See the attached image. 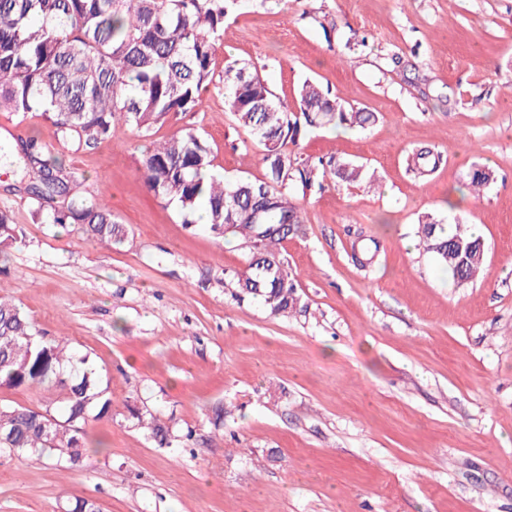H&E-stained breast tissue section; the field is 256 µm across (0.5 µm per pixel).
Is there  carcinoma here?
<instances>
[{
    "label": "carcinoma",
    "instance_id": "obj_1",
    "mask_svg": "<svg viewBox=\"0 0 512 512\" xmlns=\"http://www.w3.org/2000/svg\"><path fill=\"white\" fill-rule=\"evenodd\" d=\"M240 0H0V109L39 112L58 139L92 148L116 133L121 118L137 130L180 113L195 112L213 82L212 60L224 37L226 18ZM228 111L263 148L262 181L226 182L209 174L210 150L190 129L153 146L143 155L147 187L178 205L182 223L200 213L215 235L232 237L251 254L249 273L238 279L240 294L261 298L275 315L300 307L294 274L278 245L304 223L290 190L363 180L362 165L348 159L304 158L294 147L312 129L361 128L376 121L331 97L306 80L297 90L296 109L276 99L257 69L236 61L224 71ZM35 212L57 198L66 201L46 216L51 224H77L85 238L101 246L125 239L124 226L108 204L78 193L81 182L66 175L58 159L42 153L36 138L21 145ZM439 155L409 156L420 174L434 170ZM495 172L475 166L466 187L478 195ZM424 250L457 283L471 282L485 259L483 240L456 225L450 231L431 215L418 222ZM10 212L0 210V250L22 241ZM0 386L61 390L54 408L0 404V453L84 461V426L90 417L112 414V398L97 367L64 341L35 333L14 302L0 297ZM137 426L159 447L175 441L168 426L129 409Z\"/></svg>",
    "mask_w": 512,
    "mask_h": 512
}]
</instances>
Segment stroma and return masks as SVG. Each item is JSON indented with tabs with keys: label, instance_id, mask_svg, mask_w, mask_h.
Listing matches in <instances>:
<instances>
[{
	"label": "stroma",
	"instance_id": "35a3bbf8",
	"mask_svg": "<svg viewBox=\"0 0 512 512\" xmlns=\"http://www.w3.org/2000/svg\"><path fill=\"white\" fill-rule=\"evenodd\" d=\"M234 59L284 103L311 78L377 115L297 147L362 162L379 187L295 192L306 221L279 251L308 310L292 317L237 297L248 250L186 227L140 171L154 143L192 128L214 174L264 179L262 147L226 110ZM32 136L127 237L102 248L41 222L21 161L0 162V209L24 234L0 295L90 355L112 414L86 425L83 466L1 454L0 512L79 497L101 512H512V0H244L198 111L146 134L118 124L86 150L40 113L0 111L1 150ZM420 149L443 157L425 179L406 162ZM476 163L497 179L461 195ZM427 213L478 229L474 281L456 285L419 248ZM359 235L380 245L366 268L351 258ZM133 407L192 432L190 447H158Z\"/></svg>",
	"mask_w": 512,
	"mask_h": 512
}]
</instances>
